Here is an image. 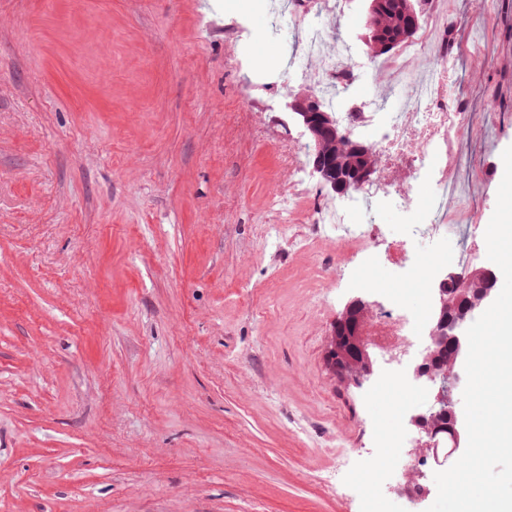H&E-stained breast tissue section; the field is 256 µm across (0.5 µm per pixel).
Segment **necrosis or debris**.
Instances as JSON below:
<instances>
[{"mask_svg":"<svg viewBox=\"0 0 512 512\" xmlns=\"http://www.w3.org/2000/svg\"><path fill=\"white\" fill-rule=\"evenodd\" d=\"M334 0H293L289 23L296 32H308V51L314 52L318 65L300 71L302 81L311 87L330 91L351 85L356 78L357 63L349 49L335 47V32L315 28V12L335 10ZM426 21L420 37L397 48L391 56L369 60L368 69L388 70L410 91V104L403 112H380L377 104H363L358 111L338 113L337 118L349 132L386 121L388 139L376 145L384 159L378 177L360 188L347 203L332 208L320 221L344 227L350 213L359 207H373L379 201H393L402 206L412 202L411 190L421 179H431L436 193L426 210L423 224L413 226L416 235L436 238L451 233L460 240L452 265L436 257L419 260L428 280L443 271L466 274L478 258L481 225L475 224L478 206L459 199L460 184L482 177L483 169L470 143L481 138L484 125L471 113L459 111L457 102L462 83L455 70V60L448 52V15L445 0H427ZM424 55L432 68L426 76H418L410 66L412 57ZM427 315L408 313L380 314L375 320V337L385 360L395 362L400 352L413 346L411 331L427 324Z\"/></svg>","mask_w":512,"mask_h":512,"instance_id":"4bbe7bcc","label":"necrosis or debris"}]
</instances>
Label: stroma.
Segmentation results:
<instances>
[{
	"instance_id": "35a3bbf8",
	"label": "stroma",
	"mask_w": 512,
	"mask_h": 512,
	"mask_svg": "<svg viewBox=\"0 0 512 512\" xmlns=\"http://www.w3.org/2000/svg\"><path fill=\"white\" fill-rule=\"evenodd\" d=\"M277 0H0V512H427L373 460L410 456L411 417L433 391L375 373L344 387L326 361L331 325L369 277L427 310L418 275L384 248L348 255L335 229L304 247L276 227L288 204L335 194L300 184L286 103L312 68ZM370 0L335 22L361 67L351 112L376 95ZM269 37L238 65L231 25ZM463 111L512 115V0H448ZM512 126L478 139L485 179L463 185L488 224ZM415 205L360 209L409 251ZM410 441L391 443L400 434Z\"/></svg>"
}]
</instances>
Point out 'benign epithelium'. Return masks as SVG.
Listing matches in <instances>:
<instances>
[{"mask_svg": "<svg viewBox=\"0 0 512 512\" xmlns=\"http://www.w3.org/2000/svg\"><path fill=\"white\" fill-rule=\"evenodd\" d=\"M287 107L296 115L313 145L309 164L320 181L341 196L371 182L373 172L369 170L351 177L338 170L332 151L337 143L343 141L348 151L359 153L368 152V146L351 141L336 117L321 110L319 100L311 92L290 96ZM498 282L496 269L479 266L468 280L448 274L435 285L427 350L413 369L415 379L436 388L434 406L411 420L420 434L417 449L421 450L422 459L433 454V448L442 438L448 440V455L462 451L460 424L451 396L459 377L457 372L448 370V363H457L468 348L466 325L479 308L493 301ZM368 317L369 304L365 300L356 297L349 301L333 324L328 351L336 373L357 387L373 374L366 332ZM423 478L421 472L410 475L397 492L417 504L422 502L428 494V488L421 483Z\"/></svg>", "mask_w": 512, "mask_h": 512, "instance_id": "obj_1", "label": "benign epithelium"}]
</instances>
